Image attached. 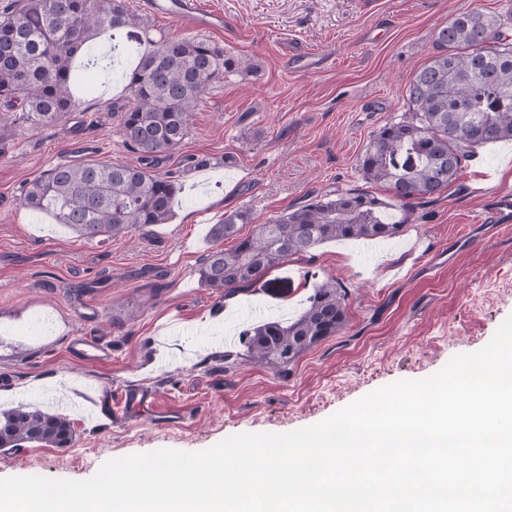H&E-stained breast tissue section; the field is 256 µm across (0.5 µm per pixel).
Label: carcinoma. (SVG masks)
<instances>
[{"mask_svg": "<svg viewBox=\"0 0 512 512\" xmlns=\"http://www.w3.org/2000/svg\"><path fill=\"white\" fill-rule=\"evenodd\" d=\"M512 23L507 15L462 9L435 33L436 54L406 87L409 106L398 122L381 126L359 159L369 182L383 186L385 200L365 191L315 197L285 210L252 234L240 237L250 211L238 209L211 227L231 249H215L196 270L199 282L229 295L249 288L291 258L312 253L330 240L393 237L409 223L414 203L447 189L463 162L482 145L512 141ZM150 24L129 11L125 0H14L0 13V112H25L33 124H47L72 111L75 61L82 60L86 86L104 67L93 37L126 30L125 48L138 54L125 74L121 113L124 143L141 165L101 161L60 164L26 187L25 207L51 214L78 236L112 238L135 227L165 224L173 215L178 179L154 170L189 133L202 95L245 61L201 39H152ZM488 44L479 48L475 35ZM346 296L329 279L313 289L307 306L286 323L269 321L248 329L251 362L274 370L293 364L346 323ZM74 430L48 410L18 406L0 412V448L25 443L64 448Z\"/></svg>", "mask_w": 512, "mask_h": 512, "instance_id": "cac0c4a2", "label": "carcinoma"}]
</instances>
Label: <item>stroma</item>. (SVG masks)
I'll list each match as a JSON object with an SVG mask.
<instances>
[{
	"label": "stroma",
	"mask_w": 512,
	"mask_h": 512,
	"mask_svg": "<svg viewBox=\"0 0 512 512\" xmlns=\"http://www.w3.org/2000/svg\"><path fill=\"white\" fill-rule=\"evenodd\" d=\"M199 2L224 15L202 39L250 67L201 95L189 135L159 162L184 185L168 223L87 240L21 203L25 186L60 163L139 165L112 110L125 98L118 73L103 72L93 94L75 92L57 121L34 125L18 111L0 132V411L46 407L75 433L65 448L0 451V478L85 480L115 458L307 427L481 349L512 315V223L479 220L512 195V142L476 148L398 237L324 243L226 298L196 274L211 248L234 245L208 236L226 213L250 210L246 236L316 196H385L359 159L407 112L405 88L434 56L435 32L463 8L499 14L512 0ZM292 47L326 67L289 74ZM204 156L210 167L193 168ZM330 277L348 293L345 327L286 370L251 363L242 330L295 317ZM77 335L104 342L110 359L75 356ZM131 388L152 392L154 408L124 415Z\"/></svg>",
	"instance_id": "obj_1"
}]
</instances>
